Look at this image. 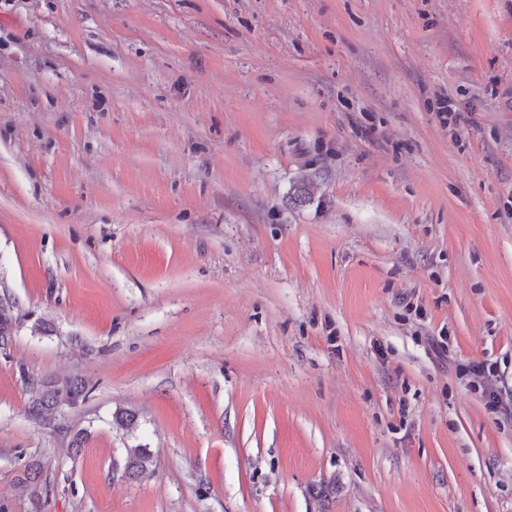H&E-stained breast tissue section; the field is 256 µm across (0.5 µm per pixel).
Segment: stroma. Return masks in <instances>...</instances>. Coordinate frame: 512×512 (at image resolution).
I'll return each mask as SVG.
<instances>
[{
    "label": "stroma",
    "mask_w": 512,
    "mask_h": 512,
    "mask_svg": "<svg viewBox=\"0 0 512 512\" xmlns=\"http://www.w3.org/2000/svg\"><path fill=\"white\" fill-rule=\"evenodd\" d=\"M0 298L7 512H512V0H0ZM17 329V318L14 315V305L7 299H0V344L11 341ZM93 386L78 379H57L47 380L38 384L36 395L33 398L29 413L38 419L45 416L49 411L62 406H76L86 401Z\"/></svg>",
    "instance_id": "35a3bbf8"
}]
</instances>
